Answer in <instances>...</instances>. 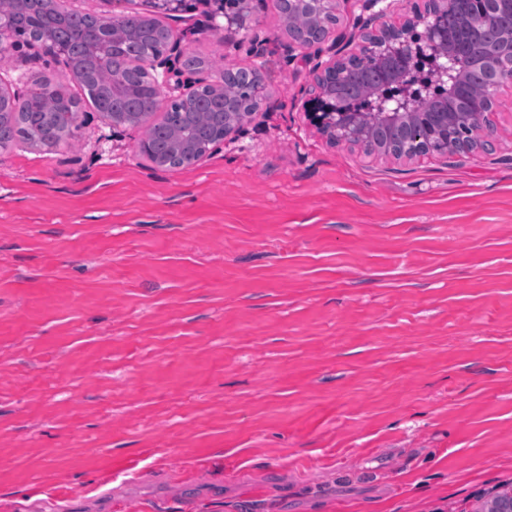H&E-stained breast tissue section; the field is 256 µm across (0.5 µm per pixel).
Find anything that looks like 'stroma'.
<instances>
[{
    "mask_svg": "<svg viewBox=\"0 0 512 512\" xmlns=\"http://www.w3.org/2000/svg\"><path fill=\"white\" fill-rule=\"evenodd\" d=\"M181 54L271 98L188 168L80 107L0 149V512H477L512 488V90L469 156L376 159L305 105L278 0ZM68 67L0 38V86Z\"/></svg>",
    "mask_w": 512,
    "mask_h": 512,
    "instance_id": "1",
    "label": "stroma"
}]
</instances>
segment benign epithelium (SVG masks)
<instances>
[{
    "mask_svg": "<svg viewBox=\"0 0 512 512\" xmlns=\"http://www.w3.org/2000/svg\"><path fill=\"white\" fill-rule=\"evenodd\" d=\"M469 0H427L425 11L411 19L385 23L372 29L369 24L342 37L345 44L324 63L314 66L317 72L314 95L307 107L311 124L326 138L335 143L364 144L371 129L385 136L396 138L402 145L403 156L420 158L441 154L438 145L448 143V136L463 121H488L489 115L499 100L501 90L512 86V41L499 51V59L490 70L484 84L475 92L463 94L457 99V107L452 112H421L411 99L400 93L398 83L401 70L423 62L430 66L433 76L448 87V94L454 96L463 78V72L471 65L469 60L450 49L452 32L448 18L456 17L461 22L468 19ZM151 15L174 21L201 23V18L209 20L224 17L225 28L244 29L248 26L249 11L229 10L224 0H148ZM281 13L296 11L314 18L324 13L336 14V0H279ZM502 0H482L481 20L485 27L497 26ZM200 12L195 17L194 12ZM121 14L105 17V24L98 32V38L109 40L122 34ZM0 34L3 36H23V26L15 14L0 12ZM54 59L71 66L69 47L55 40L50 31H45L36 41ZM177 51L176 43H171L170 55L151 58L146 65V76L134 75V79L150 83L156 89L175 86L178 94L172 103H184L189 108L194 105L195 93L200 83H185L176 79L180 70L174 66L171 54ZM354 61L366 68L382 71L387 80L377 87L379 93L376 110L359 114L343 109L336 98L327 78L333 74L341 77L348 63ZM472 65H481L475 61ZM58 90L52 85H44L36 96L26 95L21 99L16 94L0 89V109L3 99L14 109L33 100L49 103L56 98ZM249 102L259 108L269 96L266 84L261 79H249Z\"/></svg>",
    "mask_w": 512,
    "mask_h": 512,
    "instance_id": "obj_1",
    "label": "benign epithelium"
}]
</instances>
